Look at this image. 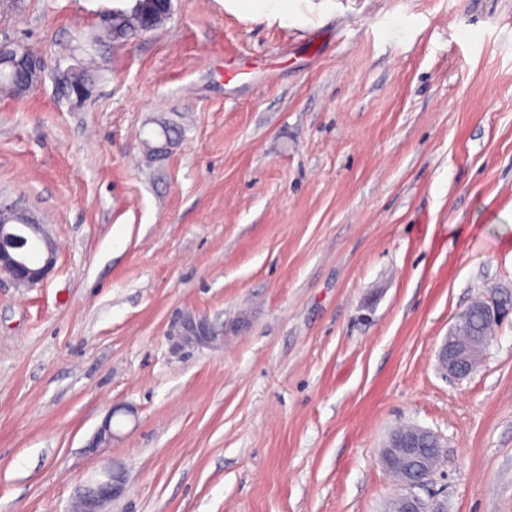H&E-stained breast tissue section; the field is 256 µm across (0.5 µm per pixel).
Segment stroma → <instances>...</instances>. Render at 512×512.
Masks as SVG:
<instances>
[{
  "label": "stroma",
  "mask_w": 512,
  "mask_h": 512,
  "mask_svg": "<svg viewBox=\"0 0 512 512\" xmlns=\"http://www.w3.org/2000/svg\"><path fill=\"white\" fill-rule=\"evenodd\" d=\"M132 4L0 0L47 64L0 97V199L57 243L43 283L0 275V512H67L111 467L112 512H385L403 425L446 444L431 512H512V319L469 376L437 361L512 295V0H172L91 43ZM185 311L224 345L173 351ZM152 2L148 0L136 1L134 7L130 9L112 10V22L108 25H102L101 34L98 40H122L140 33L142 25V17L144 14H154V28L166 21V14L158 13L152 7ZM142 32H148L153 29V21L151 18L144 19ZM240 8L249 12L266 13L288 20L293 13V0H233ZM93 63H83L71 75L73 88L70 87V71L63 75L62 84L64 92L68 97H74L76 101H82L90 94L89 87L94 81ZM74 88H86L83 91L75 92Z\"/></svg>",
  "instance_id": "1"
}]
</instances>
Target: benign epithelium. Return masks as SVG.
Returning <instances> with one entry per match:
<instances>
[{
  "label": "benign epithelium",
  "instance_id": "benign-epithelium-1",
  "mask_svg": "<svg viewBox=\"0 0 512 512\" xmlns=\"http://www.w3.org/2000/svg\"><path fill=\"white\" fill-rule=\"evenodd\" d=\"M3 64L13 67L17 80L35 88L41 84L45 67L41 58L32 55L17 42L1 43ZM56 260V244L43 225L16 203L0 200V275L4 274L25 287L43 282L51 273ZM471 308L485 313L496 322L512 313L505 301L490 295L476 299ZM167 336L176 349L210 347L224 342L212 323L204 316L187 311L170 325ZM489 339L462 336L451 331L439 347L440 367L455 377L470 374L481 362ZM112 417L98 428L93 444L112 443ZM445 443L434 432L418 426H403L394 430L381 454L383 466L404 487L405 492L393 500L392 512H428L427 504L416 490L428 486L441 465ZM413 458L415 469L397 468L401 459ZM126 490L125 475L109 470L104 477L79 487L68 512H106L108 504L120 499Z\"/></svg>",
  "mask_w": 512,
  "mask_h": 512
}]
</instances>
